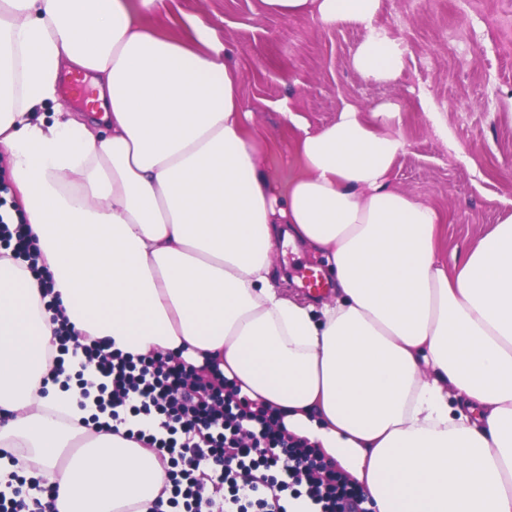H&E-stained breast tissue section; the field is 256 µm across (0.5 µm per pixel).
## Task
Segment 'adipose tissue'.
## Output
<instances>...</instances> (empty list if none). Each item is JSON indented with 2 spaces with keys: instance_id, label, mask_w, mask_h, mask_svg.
<instances>
[{
  "instance_id": "1",
  "label": "adipose tissue",
  "mask_w": 512,
  "mask_h": 512,
  "mask_svg": "<svg viewBox=\"0 0 512 512\" xmlns=\"http://www.w3.org/2000/svg\"><path fill=\"white\" fill-rule=\"evenodd\" d=\"M263 12L364 24L353 68L396 80L381 0H259ZM164 0H0V164L39 273L0 248V490H55L50 512H149L155 449L113 433L54 374L55 331L125 354L216 361L243 396L363 489L373 512H512V217L453 269L443 219L393 187L396 106L301 130L287 189L247 133L234 53L201 17L148 30ZM98 78L102 114L56 111L63 70ZM321 256L333 296H288L280 236Z\"/></svg>"
}]
</instances>
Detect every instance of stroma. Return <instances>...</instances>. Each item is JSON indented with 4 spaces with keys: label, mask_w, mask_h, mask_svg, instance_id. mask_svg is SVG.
Here are the masks:
<instances>
[{
    "label": "stroma",
    "mask_w": 512,
    "mask_h": 512,
    "mask_svg": "<svg viewBox=\"0 0 512 512\" xmlns=\"http://www.w3.org/2000/svg\"><path fill=\"white\" fill-rule=\"evenodd\" d=\"M188 15L204 17L234 50L242 99L280 186L300 170L298 131L281 106L316 131L344 105L391 102L407 142L392 184L445 215L438 256L446 265L512 216V0H382L375 24L403 49L402 72L388 83L352 67L365 36L359 24L283 18L262 12L259 0H165L143 22L182 39Z\"/></svg>",
    "instance_id": "35a3bbf8"
}]
</instances>
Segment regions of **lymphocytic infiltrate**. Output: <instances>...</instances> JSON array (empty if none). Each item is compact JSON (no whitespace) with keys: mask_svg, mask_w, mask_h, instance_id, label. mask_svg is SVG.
<instances>
[{"mask_svg":"<svg viewBox=\"0 0 512 512\" xmlns=\"http://www.w3.org/2000/svg\"><path fill=\"white\" fill-rule=\"evenodd\" d=\"M112 389L113 421L122 414L163 429L126 431L156 448L170 495L151 512H288L308 499L317 512H366L364 499L334 463L294 439L277 415L237 398L225 381L210 379L178 358L133 356L104 340L82 347Z\"/></svg>","mask_w":512,"mask_h":512,"instance_id":"f902f5d3","label":"lymphocytic infiltrate"}]
</instances>
